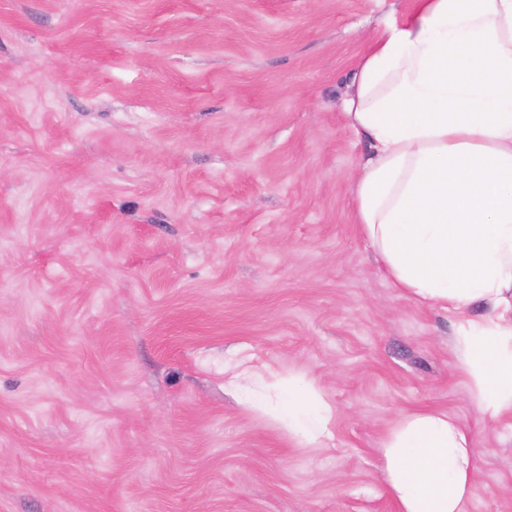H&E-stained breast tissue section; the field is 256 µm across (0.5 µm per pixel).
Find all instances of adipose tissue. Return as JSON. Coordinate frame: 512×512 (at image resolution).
<instances>
[{"instance_id":"adipose-tissue-1","label":"adipose tissue","mask_w":512,"mask_h":512,"mask_svg":"<svg viewBox=\"0 0 512 512\" xmlns=\"http://www.w3.org/2000/svg\"><path fill=\"white\" fill-rule=\"evenodd\" d=\"M370 143L355 221L392 288L455 318V367L483 420L512 419V0H415L375 32L345 103ZM480 301L493 312L471 317ZM231 378L250 407L327 445L332 406L313 386L278 400ZM397 512H467L479 451L439 410L401 414L382 448Z\"/></svg>"}]
</instances>
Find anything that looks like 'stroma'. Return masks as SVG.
<instances>
[{"label":"stroma","instance_id":"1","mask_svg":"<svg viewBox=\"0 0 512 512\" xmlns=\"http://www.w3.org/2000/svg\"><path fill=\"white\" fill-rule=\"evenodd\" d=\"M411 0H0V512H395L382 440L443 410L512 512V426L353 220L342 100ZM314 382L328 447L247 408Z\"/></svg>","mask_w":512,"mask_h":512}]
</instances>
